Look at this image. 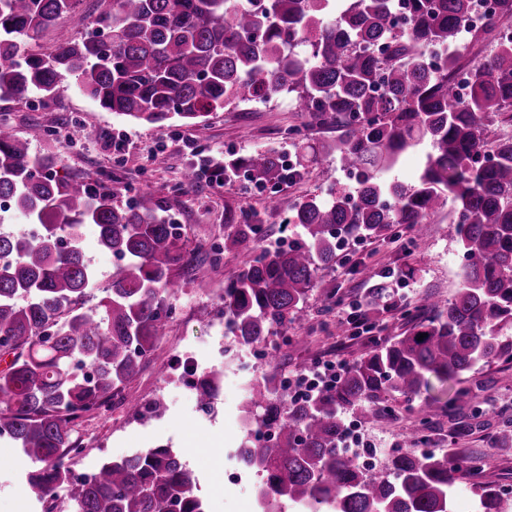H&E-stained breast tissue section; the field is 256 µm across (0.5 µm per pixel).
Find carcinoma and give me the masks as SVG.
Instances as JSON below:
<instances>
[{"label": "carcinoma", "instance_id": "1", "mask_svg": "<svg viewBox=\"0 0 512 512\" xmlns=\"http://www.w3.org/2000/svg\"><path fill=\"white\" fill-rule=\"evenodd\" d=\"M79 0H0V100L52 99L64 75L102 109L164 126H200L228 105L293 97L313 124H334L329 145L343 169L359 172L352 191L327 201H297L287 223L298 229L286 249L260 247L255 215L224 235V250L250 259L224 284V318L242 346L267 343L276 326L298 319L318 271L336 264L339 239L386 240L418 230L448 210L467 258L454 297L425 304L429 316L404 336L376 345L349 364L335 386L305 401L274 377L252 387L247 426L270 424L272 440L244 436L243 465L261 477L260 512L285 504L324 512H454L457 485L468 479L462 452L391 454L367 475L342 448L343 413L373 417L393 398L429 408L440 394L481 413L480 388L461 377L480 363L512 365V135L491 127L512 112V0H495L486 28L463 63L460 29L472 0H406L400 27L394 0H97L90 19ZM67 23L72 40L41 55L26 43ZM385 44V56L373 53ZM433 47L442 67L428 62ZM472 66V91L461 99L454 74ZM0 201L37 226L0 232V433L30 469L42 502L69 484L66 459L79 451L76 421L109 404L140 372L167 335L176 291L172 272L207 280L213 261L162 219L154 191L132 205L119 190L100 192L84 179L57 176L26 138L0 122ZM424 149L411 183L385 177L402 154ZM249 181L285 178L279 154L256 150L228 158ZM94 224L99 245L122 260L94 307L96 275L79 247ZM427 337L418 340L420 334ZM89 367L93 375L77 373ZM220 373L200 375L198 402L209 405ZM197 477L169 448L104 462L71 488L77 512H205ZM477 512H512L496 486H480Z\"/></svg>", "mask_w": 512, "mask_h": 512}]
</instances>
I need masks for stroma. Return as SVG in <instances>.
<instances>
[{
  "label": "stroma",
  "mask_w": 512,
  "mask_h": 512,
  "mask_svg": "<svg viewBox=\"0 0 512 512\" xmlns=\"http://www.w3.org/2000/svg\"><path fill=\"white\" fill-rule=\"evenodd\" d=\"M61 85L59 95L45 100L43 111L29 112L24 103L9 100L0 101V113L13 114L12 127L21 136L36 125L64 130L65 138L33 141L32 152L49 159L59 175L90 180L97 190L108 191L113 183H120L125 191L118 204L151 186L191 243L210 244L223 235L225 225L239 223L246 210L256 211L263 221L261 246L294 238L296 228L284 224L293 202L303 196L329 199L340 183L335 157L322 155L281 192L275 209L268 206V193L248 188L243 178L220 189L202 181L189 189L182 187L183 172L198 153L244 156L274 148L291 159L295 149L290 129L299 130L297 140L311 147L335 138V129L307 125L291 98L277 97L247 111L230 106L211 114L201 127L177 123L158 127L102 110L78 90L72 77H63ZM459 252L444 212L436 215L424 236L404 231L395 241L351 243L340 251L335 267L319 273L300 313L308 338L297 343L294 329H276L266 345L275 354L271 360L257 359L254 352L238 347L235 337L218 323L224 283L243 267L244 255L222 252L204 283L176 271L178 291L170 299L175 315L168 334L121 392L123 412L92 416L77 427L84 446L70 461L74 477L95 473L103 462L165 446L196 474L197 494L206 512H256L254 487L242 489L224 479L225 469L238 462L234 450L245 435L243 406L252 384L266 377L299 374L317 360L352 361L368 353L374 339L404 334L411 326L406 310L419 308L431 296L448 300L455 295ZM365 265L387 272L383 290L361 278L359 270ZM355 301L369 311L376 324L373 333L356 336L342 325L344 306ZM212 364L221 374L224 391L214 406L203 408L196 401L189 369ZM463 384L482 387L489 414L476 416L471 407L450 402L427 410L420 403L398 399L392 401L391 412L379 417L364 420L349 410L344 421L362 428L381 457L410 447L412 428L422 427L428 447L463 450L476 481L512 484V442L497 441L504 421L512 418V369L500 362L481 364L464 376ZM156 400L163 402V412H148V405ZM26 468L14 443L0 444V512H43L35 494L20 493Z\"/></svg>",
  "instance_id": "stroma-1"
}]
</instances>
